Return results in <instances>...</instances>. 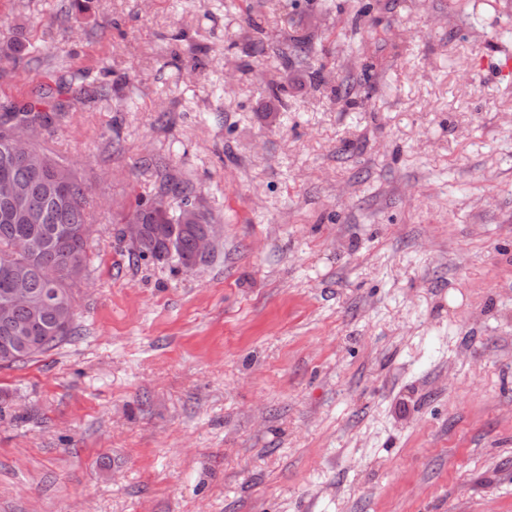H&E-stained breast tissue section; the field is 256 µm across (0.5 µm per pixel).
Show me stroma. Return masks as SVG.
<instances>
[{"instance_id": "obj_1", "label": "stroma", "mask_w": 512, "mask_h": 512, "mask_svg": "<svg viewBox=\"0 0 512 512\" xmlns=\"http://www.w3.org/2000/svg\"><path fill=\"white\" fill-rule=\"evenodd\" d=\"M0 0V105L93 199L79 336L0 368V512H512V0ZM315 36L310 65L244 34ZM375 88L355 109L316 91ZM288 87L287 102L266 89ZM166 168L219 241L132 264ZM249 40V48L254 56L265 53L269 43V34L267 33L260 17L251 18L246 31ZM268 44V45H267Z\"/></svg>"}]
</instances>
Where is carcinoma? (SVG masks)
I'll list each match as a JSON object with an SVG mask.
<instances>
[{
  "mask_svg": "<svg viewBox=\"0 0 512 512\" xmlns=\"http://www.w3.org/2000/svg\"><path fill=\"white\" fill-rule=\"evenodd\" d=\"M251 54L265 53L269 44L260 18L254 17L246 31ZM313 35L293 30L288 35L291 53L282 54L284 66H303L310 63ZM77 97L86 96L99 101L109 97V88L100 84L88 89L80 76L70 79ZM50 98L49 93L38 92L35 103L5 105L0 112V172L5 171L26 195L34 217L29 221L0 220V302L8 297L14 280L26 289L31 303L20 304L10 314L9 327L0 320V367L11 366L47 352L68 341L77 333L76 305L70 276L82 278L90 260L88 253L91 226L89 197L84 182L54 157L43 154L46 166L36 173L14 153V138L30 127L50 130L59 119L62 102L47 109L39 108ZM168 196L177 200L178 207L161 215L153 209L154 199ZM197 194L185 182L167 171L160 173L159 187L150 195H138L131 209L142 223L176 224L180 230L175 240L167 234L148 231L140 243L128 248L129 260L167 262L173 260L184 270L197 260L196 241L209 229L212 217L204 213L199 222L186 219L188 208L195 205ZM27 239L32 252L21 254L14 250L15 242ZM62 295L68 310L58 312L51 306H37L47 294Z\"/></svg>",
  "mask_w": 512,
  "mask_h": 512,
  "instance_id": "carcinoma-1",
  "label": "carcinoma"
}]
</instances>
